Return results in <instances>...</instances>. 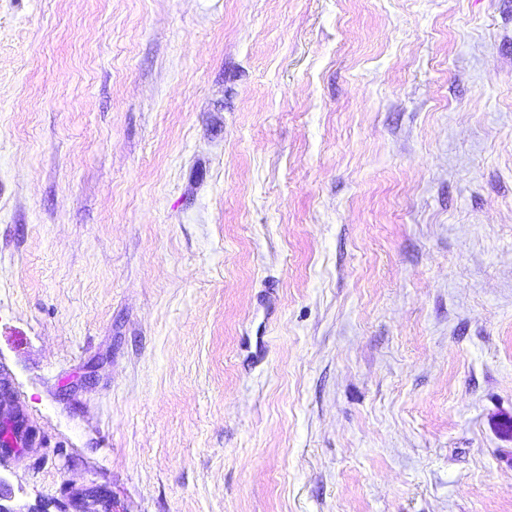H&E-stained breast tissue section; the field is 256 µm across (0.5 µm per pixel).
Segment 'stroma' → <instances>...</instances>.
Wrapping results in <instances>:
<instances>
[{
	"label": "stroma",
	"instance_id": "stroma-1",
	"mask_svg": "<svg viewBox=\"0 0 512 512\" xmlns=\"http://www.w3.org/2000/svg\"><path fill=\"white\" fill-rule=\"evenodd\" d=\"M0 380L21 505L512 512V0H0ZM13 395L6 386L0 387V456L14 453L16 449L25 451L45 448L35 428L28 424L24 415L14 407ZM8 438L2 440V437ZM19 447V448H17Z\"/></svg>",
	"mask_w": 512,
	"mask_h": 512
}]
</instances>
